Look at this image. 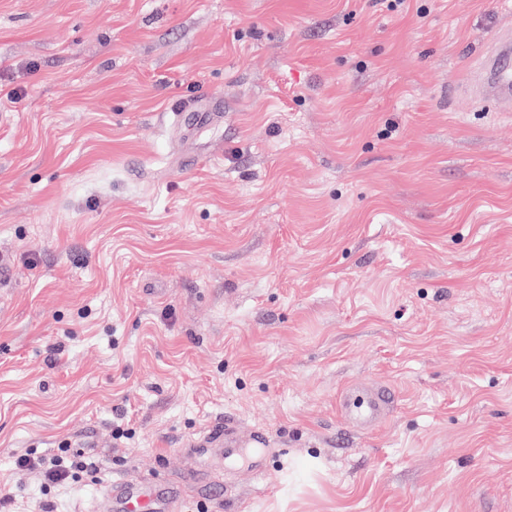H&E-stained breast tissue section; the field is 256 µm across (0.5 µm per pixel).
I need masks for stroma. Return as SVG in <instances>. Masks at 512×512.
Segmentation results:
<instances>
[{
    "label": "stroma",
    "instance_id": "obj_1",
    "mask_svg": "<svg viewBox=\"0 0 512 512\" xmlns=\"http://www.w3.org/2000/svg\"><path fill=\"white\" fill-rule=\"evenodd\" d=\"M511 20L0 0V512L123 476L186 483L176 512H512V112L464 97ZM361 385L395 402L360 431ZM227 419L262 470L189 449ZM64 446L96 475L15 465Z\"/></svg>",
    "mask_w": 512,
    "mask_h": 512
}]
</instances>
